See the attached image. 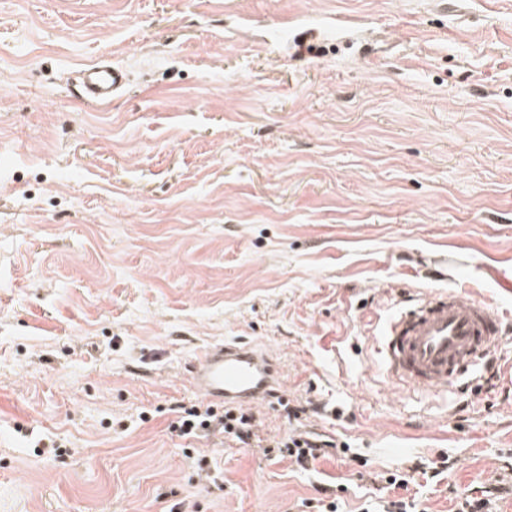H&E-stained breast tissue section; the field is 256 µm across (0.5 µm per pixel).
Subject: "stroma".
<instances>
[{"instance_id": "obj_1", "label": "stroma", "mask_w": 512, "mask_h": 512, "mask_svg": "<svg viewBox=\"0 0 512 512\" xmlns=\"http://www.w3.org/2000/svg\"><path fill=\"white\" fill-rule=\"evenodd\" d=\"M511 277L512 0H0V512H512V334L431 397L369 323L432 286L512 319ZM224 341L342 411L328 457L178 435ZM127 71L114 63L99 61L78 71L75 79L77 97L85 102L104 105L124 90Z\"/></svg>"}]
</instances>
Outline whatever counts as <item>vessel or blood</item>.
<instances>
[{
	"label": "vessel or blood",
	"mask_w": 512,
	"mask_h": 512,
	"mask_svg": "<svg viewBox=\"0 0 512 512\" xmlns=\"http://www.w3.org/2000/svg\"><path fill=\"white\" fill-rule=\"evenodd\" d=\"M128 83L126 70L100 61L78 71L79 99L110 103ZM497 306L454 288L433 289L406 300L379 329L381 363L388 378L412 392L436 396L450 379L498 351L511 330ZM196 400L210 405L256 407L283 386L278 364L238 342L204 348L189 368Z\"/></svg>",
	"instance_id": "obj_1"
}]
</instances>
